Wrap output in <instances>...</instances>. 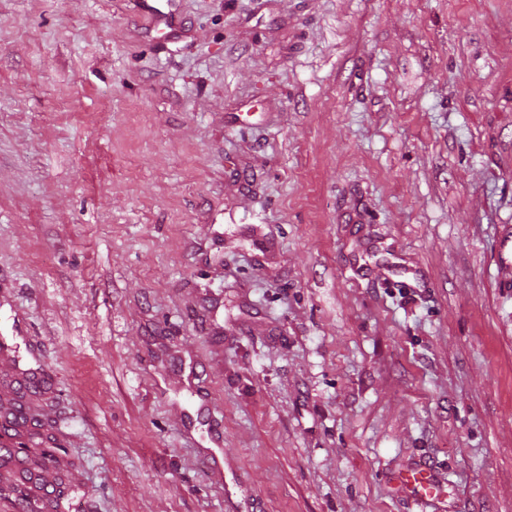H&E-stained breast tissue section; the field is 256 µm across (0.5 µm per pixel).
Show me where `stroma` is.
<instances>
[{"instance_id":"35a3bbf8","label":"stroma","mask_w":512,"mask_h":512,"mask_svg":"<svg viewBox=\"0 0 512 512\" xmlns=\"http://www.w3.org/2000/svg\"><path fill=\"white\" fill-rule=\"evenodd\" d=\"M0 0V337L65 512H512V0ZM198 363L224 425L183 374ZM154 0H134L137 11L147 18L151 24L163 23L174 34L183 26V19L179 13L178 0H166L164 10L153 4ZM396 489L400 493L411 490L417 499H438L441 494V485L424 467H414L400 474L396 480Z\"/></svg>"}]
</instances>
